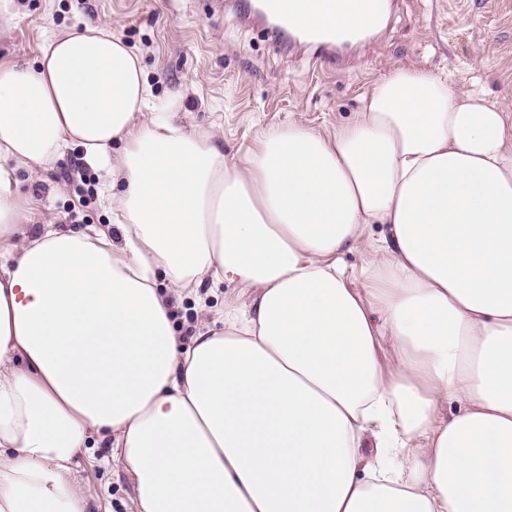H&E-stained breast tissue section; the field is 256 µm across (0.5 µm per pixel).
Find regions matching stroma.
I'll list each match as a JSON object with an SVG mask.
<instances>
[{
  "label": "stroma",
  "instance_id": "obj_1",
  "mask_svg": "<svg viewBox=\"0 0 512 512\" xmlns=\"http://www.w3.org/2000/svg\"><path fill=\"white\" fill-rule=\"evenodd\" d=\"M101 24L139 55L155 97L177 101V121L216 130L230 158L263 130L295 119L333 130L401 66L512 101V0H394L385 25L339 57L288 44L271 24L242 23L232 0H0V63L34 64L55 33ZM82 155L72 146L50 171H19L26 234L46 224L110 231L112 216L98 197L106 173L76 172ZM81 476L90 512H135L132 482L119 466Z\"/></svg>",
  "mask_w": 512,
  "mask_h": 512
}]
</instances>
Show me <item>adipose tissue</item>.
I'll use <instances>...</instances> for the list:
<instances>
[{
	"label": "adipose tissue",
	"mask_w": 512,
	"mask_h": 512,
	"mask_svg": "<svg viewBox=\"0 0 512 512\" xmlns=\"http://www.w3.org/2000/svg\"><path fill=\"white\" fill-rule=\"evenodd\" d=\"M72 145L115 235H22L18 170ZM374 224L359 292L336 257ZM227 281L250 305L182 339L174 298ZM110 462L137 512H512V103L400 67L229 159L108 28L0 64V512H87Z\"/></svg>",
	"instance_id": "ef3b65f1"
}]
</instances>
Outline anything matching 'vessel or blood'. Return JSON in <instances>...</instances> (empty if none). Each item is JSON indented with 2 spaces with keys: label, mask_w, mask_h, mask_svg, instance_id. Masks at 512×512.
Listing matches in <instances>:
<instances>
[{
  "label": "vessel or blood",
  "mask_w": 512,
  "mask_h": 512,
  "mask_svg": "<svg viewBox=\"0 0 512 512\" xmlns=\"http://www.w3.org/2000/svg\"><path fill=\"white\" fill-rule=\"evenodd\" d=\"M313 10V0H244L248 20L273 21L280 31L297 33L318 48L326 49L352 40V30L310 22Z\"/></svg>",
  "instance_id": "b4317fda"
}]
</instances>
